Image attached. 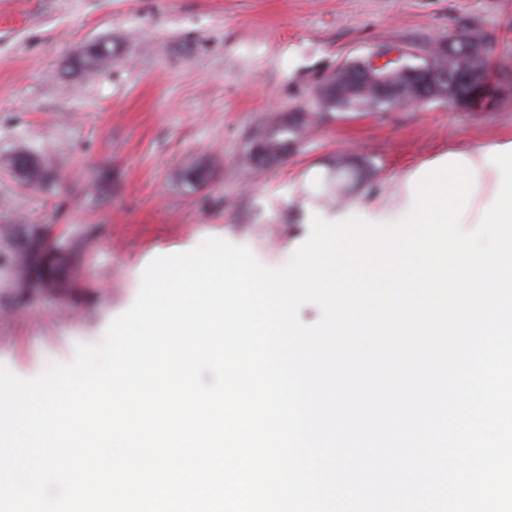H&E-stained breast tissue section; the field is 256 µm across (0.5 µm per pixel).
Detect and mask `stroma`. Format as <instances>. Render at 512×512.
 <instances>
[{"mask_svg": "<svg viewBox=\"0 0 512 512\" xmlns=\"http://www.w3.org/2000/svg\"><path fill=\"white\" fill-rule=\"evenodd\" d=\"M512 40V0H0V364L32 378L98 345L156 256L218 237L284 266L345 155L367 172L329 214L406 215L405 179L448 153L512 141V92L484 112L445 103L374 112L320 108L336 69L448 33ZM110 41L111 66L66 62ZM310 116L273 163L250 154L274 116ZM47 173L22 180L17 153ZM207 180L189 182L197 164ZM68 247L58 287L17 298L10 263L29 226Z\"/></svg>", "mask_w": 512, "mask_h": 512, "instance_id": "obj_1", "label": "stroma"}]
</instances>
